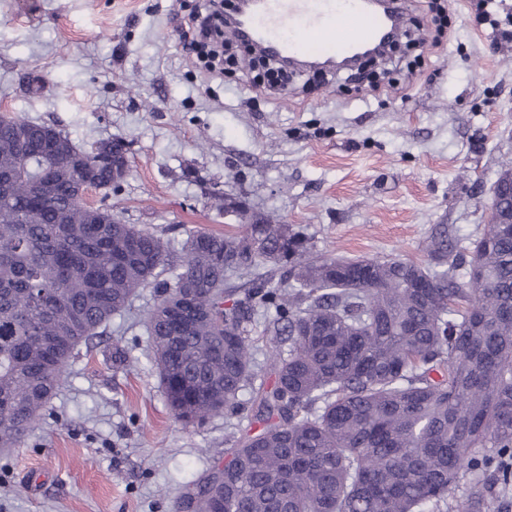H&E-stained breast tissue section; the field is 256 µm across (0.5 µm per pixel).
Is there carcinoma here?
Listing matches in <instances>:
<instances>
[{"instance_id": "cac0c4a2", "label": "carcinoma", "mask_w": 512, "mask_h": 512, "mask_svg": "<svg viewBox=\"0 0 512 512\" xmlns=\"http://www.w3.org/2000/svg\"><path fill=\"white\" fill-rule=\"evenodd\" d=\"M121 141L84 150L55 127L0 117V449L23 445L77 349L155 289L149 343L184 426L250 410L258 430L175 512H494L512 488V223L428 260L313 255L274 218L179 244L86 206L113 185ZM285 266L288 286L258 273ZM250 274L235 293L230 276ZM274 309L272 380L252 320ZM250 391L249 402L240 399Z\"/></svg>"}]
</instances>
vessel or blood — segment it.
Wrapping results in <instances>:
<instances>
[{"mask_svg":"<svg viewBox=\"0 0 512 512\" xmlns=\"http://www.w3.org/2000/svg\"><path fill=\"white\" fill-rule=\"evenodd\" d=\"M387 17L365 9L363 0H263L246 26L283 55L313 60L348 55L373 42Z\"/></svg>","mask_w":512,"mask_h":512,"instance_id":"vessel-or-blood-1","label":"vessel or blood"}]
</instances>
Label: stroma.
Returning a JSON list of instances; mask_svg holds the SVG:
<instances>
[{
	"label": "stroma",
	"mask_w": 512,
	"mask_h": 512,
	"mask_svg": "<svg viewBox=\"0 0 512 512\" xmlns=\"http://www.w3.org/2000/svg\"><path fill=\"white\" fill-rule=\"evenodd\" d=\"M479 1L447 0L436 46L414 0L379 92L341 71L262 95L252 69L210 79L190 62L177 19L198 0H0V116L87 149L124 142L126 177L92 199L163 238L239 233L230 193L310 236L315 255L422 261L436 225L463 246L480 235L512 162V41L492 34L512 31V0ZM156 302L143 289L80 347L24 445L0 452V512H172L223 465L250 423L175 420L147 335Z\"/></svg>",
	"instance_id": "35a3bbf8"
}]
</instances>
